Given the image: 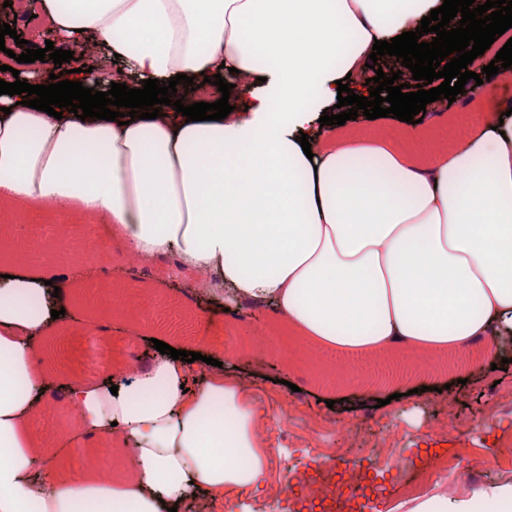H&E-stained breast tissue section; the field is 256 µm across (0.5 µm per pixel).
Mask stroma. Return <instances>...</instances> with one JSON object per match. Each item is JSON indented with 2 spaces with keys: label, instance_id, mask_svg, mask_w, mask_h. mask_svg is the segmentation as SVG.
Wrapping results in <instances>:
<instances>
[{
  "label": "stroma",
  "instance_id": "obj_1",
  "mask_svg": "<svg viewBox=\"0 0 512 512\" xmlns=\"http://www.w3.org/2000/svg\"><path fill=\"white\" fill-rule=\"evenodd\" d=\"M14 8L0 7V24H14L17 38H6L5 46L14 53L38 49L45 43L61 48L55 32L36 23L15 21ZM512 100V73L496 78L487 88L484 100L468 109L458 104L444 106V120L424 119L419 137L409 142L418 151L427 143L453 147L459 129L482 122L489 107ZM178 269L174 258L150 264L145 278L127 279L121 289L129 301L125 316L113 317L107 335L85 331L95 311L71 303V320L37 342V356L44 367L55 371L60 380L75 377L107 376L130 360L149 361L155 341H163L197 353L224 356L226 347L236 342L237 333L249 327L248 319L225 313L222 302L205 296L189 300L173 280ZM279 339L277 350H268L262 338ZM287 332L274 318L262 319L253 338L239 344L235 353L237 371L256 397L265 415L268 447L279 449L272 460L270 482L286 473L312 475L318 463L327 461L335 448L351 449L359 460L378 452L377 438L387 433L399 454L385 475V492L371 498L362 512H395L397 502L390 492L393 483L410 474L413 466L442 450H457L481 460L487 470L485 487L512 477V406L506 394L512 390V363L479 374L477 382L458 383L461 372L458 353L429 377L398 372L382 385L365 377L338 380L328 385L314 369L290 362ZM452 392H445V385ZM401 394L399 402L376 406L367 393L374 388ZM342 425L343 431L331 443L316 441L311 422ZM67 422L62 403L49 402L31 423L41 448L55 453L59 464L74 461L75 450L59 446L57 434ZM288 428L289 440H281V428Z\"/></svg>",
  "mask_w": 512,
  "mask_h": 512
}]
</instances>
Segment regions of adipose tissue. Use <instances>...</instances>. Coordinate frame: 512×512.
<instances>
[{
    "label": "adipose tissue",
    "mask_w": 512,
    "mask_h": 512,
    "mask_svg": "<svg viewBox=\"0 0 512 512\" xmlns=\"http://www.w3.org/2000/svg\"><path fill=\"white\" fill-rule=\"evenodd\" d=\"M443 0H40L73 45L119 54L112 80L194 84L221 74L238 104L186 122L165 106L127 125L61 118L0 95V512H168L268 483L265 416L230 371L156 355L57 386L36 354L55 327L58 244L34 255L11 227L33 210L77 213L132 257L176 255L240 302L280 318L292 353L476 349L512 337V104L418 159L382 128L340 138L320 125L346 80L365 95L375 41L416 30ZM307 134L310 152L297 137ZM202 382L189 387L192 371ZM118 393H111V386ZM86 440L123 435L132 479L37 472L31 422L47 396ZM512 483L405 512H489Z\"/></svg>",
    "instance_id": "ef3b65f1"
}]
</instances>
